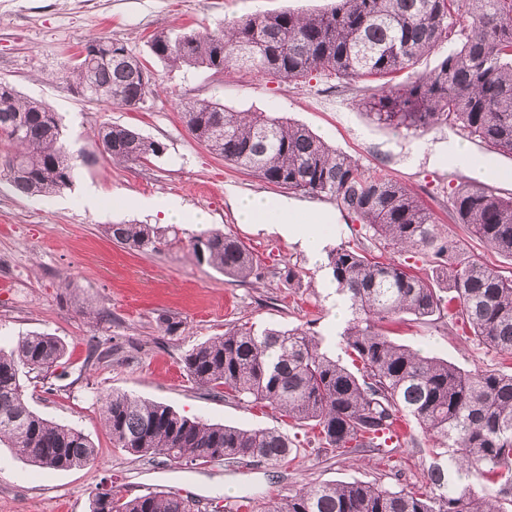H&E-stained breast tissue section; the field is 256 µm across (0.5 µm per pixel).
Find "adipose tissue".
Returning a JSON list of instances; mask_svg holds the SVG:
<instances>
[{
  "instance_id": "obj_1",
  "label": "adipose tissue",
  "mask_w": 512,
  "mask_h": 512,
  "mask_svg": "<svg viewBox=\"0 0 512 512\" xmlns=\"http://www.w3.org/2000/svg\"><path fill=\"white\" fill-rule=\"evenodd\" d=\"M236 212L239 223L264 225L298 242L311 256H319L324 248V226L329 222L326 214L306 213L288 201L265 196L237 199Z\"/></svg>"
}]
</instances>
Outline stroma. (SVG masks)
<instances>
[{"label":"stroma","instance_id":"stroma-1","mask_svg":"<svg viewBox=\"0 0 512 512\" xmlns=\"http://www.w3.org/2000/svg\"><path fill=\"white\" fill-rule=\"evenodd\" d=\"M331 0H0V80L25 97L58 112L65 138L79 152L71 185L51 200L36 201L0 178V349L11 350L30 331L59 338L66 347L57 373L25 382L29 408L53 422L84 433L98 450L96 463L67 471L45 470L0 445V512H89L96 488L112 486L134 497L147 492L179 493L200 503L248 496L257 503L306 484L362 481L398 490L426 480V448L405 446L391 459L360 453L337 455L318 442H301L298 457L285 467L258 461L181 465L164 458L137 459L115 451L101 414V397L117 390L171 406L189 417L246 428L284 430L278 413L246 401L225 400L197 387L183 359L225 327H301L322 337L328 353L344 358L335 301L326 287L332 274L325 258L310 257L299 244L251 224L238 223L236 198L262 194L283 198L303 210L324 211L336 221L326 227V245L363 242L374 249L361 224L337 214L330 201L302 197L226 164L186 129L178 105L189 98L212 99L236 112H267L303 125L368 172L385 171L417 193L433 212L442 234L461 250L512 272L499 256L454 223L448 211L451 185L464 172L438 163L436 154L460 133L447 125L419 135L377 125L368 103L380 80L303 82L246 69L215 74L160 62L152 68L160 88L142 109H113L74 94L61 73L86 41L104 35L147 50L149 36L163 29L215 27L257 13H313ZM119 124L165 143L162 157L118 165L97 140L101 126ZM96 190L102 208L86 205ZM116 196L163 197L189 212L209 217L208 225L161 224L151 214L116 209ZM132 222L163 228L177 240L143 254L113 242L111 225ZM223 231L252 252L257 274L245 281L197 262L189 246L203 228ZM108 321H97V313ZM179 321L166 334L161 319ZM391 337L413 350L431 352L472 370L499 369L501 356L453 327L447 319H404L389 327ZM122 347L108 358L91 357V345L106 339Z\"/></svg>","mask_w":512,"mask_h":512}]
</instances>
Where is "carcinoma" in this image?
Instances as JSON below:
<instances>
[{"label":"carcinoma","instance_id":"1","mask_svg":"<svg viewBox=\"0 0 512 512\" xmlns=\"http://www.w3.org/2000/svg\"><path fill=\"white\" fill-rule=\"evenodd\" d=\"M455 44L436 68L415 65L441 44ZM150 55L179 68L216 74L247 68L301 81L316 73L353 81L412 72L385 84L369 102L383 126L417 132L455 126L492 153L512 156V0H333L317 14L261 13L214 30H162ZM64 79L82 97L107 106L142 108L156 90L154 72L128 45L91 37ZM189 133L224 161L295 194L327 198L360 221L370 239L392 253L418 250L446 265L447 286L410 273L396 259L378 261L356 244L327 251L352 319L341 336L352 366L330 356L323 339L295 327L246 323L196 344L184 357L187 376L208 392L277 412L288 427H307L339 455L381 458L390 430L412 421L431 442L425 484L392 490L365 482L310 484L248 512H503L512 502V373L464 370L396 343L386 325L403 314L444 317L468 327L481 345L512 356V274L460 252L441 237L430 209L388 174H370L307 128L265 112H233L207 99L181 105ZM103 152L120 163L162 156L166 146L121 125L101 127ZM0 176L20 193L50 197L72 183L77 156L47 104L21 97L0 81ZM450 213L497 254L512 258V197L473 180L448 193ZM128 249L156 252L169 240L148 224H114ZM195 258L228 277L246 279L254 258L220 230L190 241ZM65 346L32 332L0 351V443L26 462L70 470L95 460L82 432L32 411L22 377L61 364ZM101 411L113 448L136 458L159 455L195 465L244 460L286 466L298 447L287 434L188 417L163 403L112 391ZM90 512H198L177 494L132 498L111 488L92 496Z\"/></svg>","mask_w":512,"mask_h":512}]
</instances>
